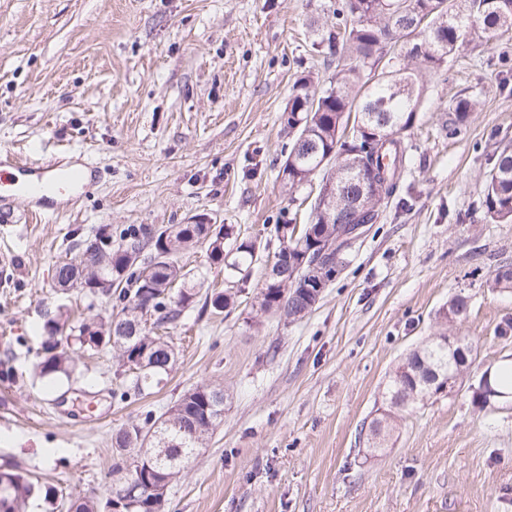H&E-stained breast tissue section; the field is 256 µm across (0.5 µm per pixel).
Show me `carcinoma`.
I'll return each instance as SVG.
<instances>
[{"label": "carcinoma", "instance_id": "carcinoma-1", "mask_svg": "<svg viewBox=\"0 0 512 512\" xmlns=\"http://www.w3.org/2000/svg\"><path fill=\"white\" fill-rule=\"evenodd\" d=\"M348 13L350 26L321 35L333 48L328 65L334 66L329 85L311 89L308 76L299 78L288 101V128L296 129L288 154V170H279L282 187L293 193L322 171L335 183L336 213L353 224L376 223L397 191V182L383 183L380 175L401 172L408 161L407 132L413 127L416 110L426 91L425 75L441 70L448 59L469 45L488 43L493 37L512 33V0H345L336 15ZM391 47L388 59L375 55V46ZM478 105L474 92L463 91L448 102L442 114V130L450 138L466 128ZM366 123L379 134L381 146L371 145L366 133L353 124ZM372 179L370 192L380 207L366 219L355 212L359 186L357 178ZM486 216L495 223H512V146L504 145L486 176L484 187ZM312 233L302 229L297 239L288 241L290 257L308 253L307 264L328 259L338 268L348 262L351 249L336 244V223L312 209ZM224 236L206 238L202 224H172L157 231L145 228L121 238L112 247V234L101 228L94 239L84 241L77 264L57 266L55 280L61 288H87L122 304L117 312L96 315L78 325L68 323L62 310L46 314L42 325L40 374L59 380L71 379L76 364L71 349L79 346L96 350L110 345L121 366L134 374L131 385L120 393L126 400L141 396L155 379L170 368L175 349L156 331L177 323L197 297L191 270L180 264L181 251L205 246L208 258L224 269L227 279L245 280L259 261V246L252 240H234L233 253L224 252ZM154 267L151 279H141L142 269ZM309 270H304L294 289L298 300L281 296L280 288L262 284L257 295L261 312L302 319L308 305L315 302L317 288ZM491 288H512V263L499 264L489 279ZM233 302L231 293L217 292L205 297L202 308L222 312ZM468 300L454 296L448 300V325L465 320ZM466 360H448V347L436 339L410 351L394 369L387 388L394 411L371 422L368 443L377 449L392 430L395 413L406 412L423 397L438 393L452 374L468 372ZM503 365L492 367L491 383L503 394H512V364L507 385L500 382ZM224 418V391L210 385L196 386L184 393L168 411L148 416L149 427L138 425L112 438L117 454L136 451L139 464L134 473L121 478L109 489L105 501L77 498L69 512H166L168 490L180 474L181 465L202 447ZM11 487L0 497V512H26L29 501L42 494L54 503L58 490L37 487L19 472L4 473Z\"/></svg>", "mask_w": 512, "mask_h": 512}]
</instances>
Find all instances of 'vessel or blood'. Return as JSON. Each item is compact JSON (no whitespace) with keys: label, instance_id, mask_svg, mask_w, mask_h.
I'll use <instances>...</instances> for the list:
<instances>
[{"label":"vessel or blood","instance_id":"vessel-or-blood-1","mask_svg":"<svg viewBox=\"0 0 512 512\" xmlns=\"http://www.w3.org/2000/svg\"><path fill=\"white\" fill-rule=\"evenodd\" d=\"M86 178V170L71 168L67 163L36 168L20 160L11 151H0V183L33 198V208L29 212L33 218L58 209L57 194L80 192Z\"/></svg>","mask_w":512,"mask_h":512}]
</instances>
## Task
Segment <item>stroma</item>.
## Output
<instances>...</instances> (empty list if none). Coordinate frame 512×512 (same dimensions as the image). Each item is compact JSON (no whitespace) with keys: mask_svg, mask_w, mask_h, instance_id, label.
<instances>
[{"mask_svg":"<svg viewBox=\"0 0 512 512\" xmlns=\"http://www.w3.org/2000/svg\"><path fill=\"white\" fill-rule=\"evenodd\" d=\"M336 0H0V149L48 166H92L90 193L34 220L0 223V471L46 479L63 496L105 498L112 436L160 415L189 389L224 390V420L168 491V512H512V408L472 402L475 374L512 355V290L487 281L512 263V223H490L484 180L512 140V34L471 46L429 75L407 134V207L390 200L346 267L301 321L260 313L259 274L223 313L192 307L169 329L172 368L149 395L111 350L76 351L72 382L47 393L37 367L46 309L86 315L112 301L54 288L59 261L107 228L230 224L264 243L308 223L317 185L287 194L277 174L294 138L283 113L295 81L327 85ZM481 94L455 138L441 115L458 90ZM474 346L473 376L398 418L371 453L361 428L389 375L447 328Z\"/></svg>","mask_w":512,"mask_h":512,"instance_id":"stroma-1","label":"stroma"}]
</instances>
